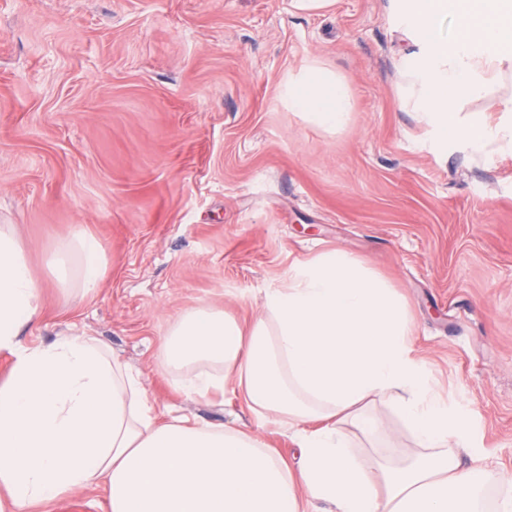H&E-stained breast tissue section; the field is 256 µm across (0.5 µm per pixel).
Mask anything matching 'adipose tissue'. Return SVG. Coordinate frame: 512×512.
I'll return each instance as SVG.
<instances>
[{
	"mask_svg": "<svg viewBox=\"0 0 512 512\" xmlns=\"http://www.w3.org/2000/svg\"><path fill=\"white\" fill-rule=\"evenodd\" d=\"M290 110L333 133L349 122L344 80L318 62L289 75ZM54 287L95 292L105 268L98 239L74 227L49 262ZM36 275L16 225H0V512H28L76 490L104 487L109 512H483L489 473L468 411L436 389L415 356L395 290L350 254L296 264L266 289L242 328L200 305L169 329L163 358L174 384L200 397L234 386L258 418L293 430L295 467L261 437L183 418L159 421L141 377L87 336L28 346L40 310ZM383 404L408 428L399 462L354 451L349 434L382 430Z\"/></svg>",
	"mask_w": 512,
	"mask_h": 512,
	"instance_id": "obj_1",
	"label": "adipose tissue"
}]
</instances>
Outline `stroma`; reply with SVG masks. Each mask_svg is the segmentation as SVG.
<instances>
[{
	"mask_svg": "<svg viewBox=\"0 0 512 512\" xmlns=\"http://www.w3.org/2000/svg\"><path fill=\"white\" fill-rule=\"evenodd\" d=\"M410 49L391 0H0V224L40 273L76 225L106 256L93 294L44 288L21 342L94 337L159 419L254 431L289 461L286 424L180 393L162 346L200 304L249 325L293 264L340 249L402 297L416 355L512 477V153L435 146L401 106ZM314 60L351 95L336 134L282 99Z\"/></svg>",
	"mask_w": 512,
	"mask_h": 512,
	"instance_id": "35a3bbf8",
	"label": "stroma"
}]
</instances>
